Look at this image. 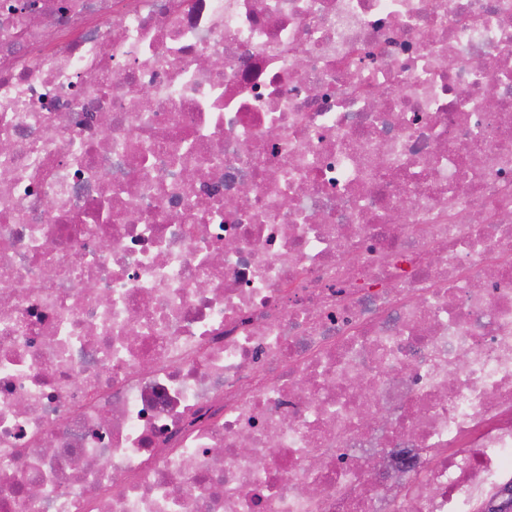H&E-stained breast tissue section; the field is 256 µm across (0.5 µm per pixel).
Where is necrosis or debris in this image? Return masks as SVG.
Wrapping results in <instances>:
<instances>
[{"instance_id":"necrosis-or-debris-1","label":"necrosis or debris","mask_w":512,"mask_h":512,"mask_svg":"<svg viewBox=\"0 0 512 512\" xmlns=\"http://www.w3.org/2000/svg\"><path fill=\"white\" fill-rule=\"evenodd\" d=\"M507 486L512 0H0V512Z\"/></svg>"}]
</instances>
